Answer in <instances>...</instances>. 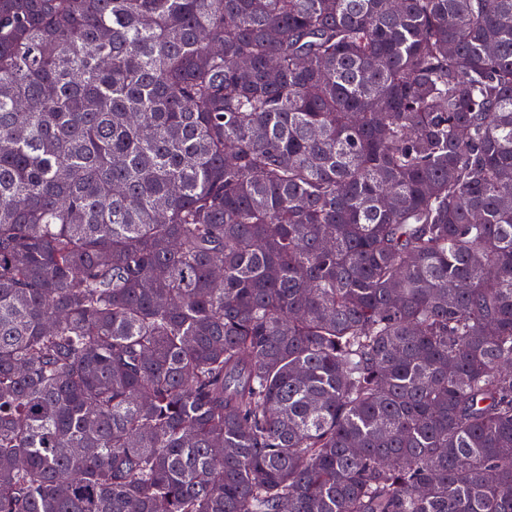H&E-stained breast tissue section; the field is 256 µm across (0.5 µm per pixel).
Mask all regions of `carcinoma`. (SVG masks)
Wrapping results in <instances>:
<instances>
[{
  "label": "carcinoma",
  "mask_w": 512,
  "mask_h": 512,
  "mask_svg": "<svg viewBox=\"0 0 512 512\" xmlns=\"http://www.w3.org/2000/svg\"><path fill=\"white\" fill-rule=\"evenodd\" d=\"M0 512H512V0H0Z\"/></svg>",
  "instance_id": "cac0c4a2"
}]
</instances>
